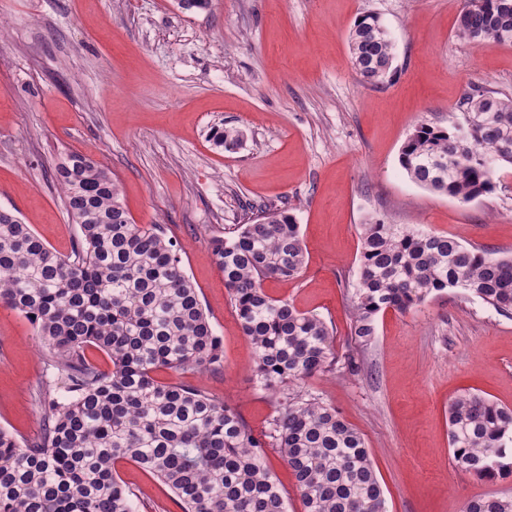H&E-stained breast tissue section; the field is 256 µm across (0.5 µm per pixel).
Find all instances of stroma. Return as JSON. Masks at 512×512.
I'll use <instances>...</instances> for the list:
<instances>
[{
  "label": "stroma",
  "mask_w": 512,
  "mask_h": 512,
  "mask_svg": "<svg viewBox=\"0 0 512 512\" xmlns=\"http://www.w3.org/2000/svg\"><path fill=\"white\" fill-rule=\"evenodd\" d=\"M461 0H0V209L67 256L80 228L57 168L78 153L118 184L133 221L161 224L222 340L220 369L163 370L238 408L254 429L274 414L253 383V351L211 253L213 238L268 210L295 217L306 260L265 292L321 316L337 358L307 384L365 439L387 512H462L467 500L512 496V476L465 472L448 444L446 409L471 391L512 407V317L448 288L410 312L378 315L370 344L350 336L346 293L358 277L360 227L416 224L466 247L512 256V167L469 203L427 190L400 165L421 121L460 122L473 87L512 97V46L456 34ZM377 16L395 45L391 81L370 85L348 46ZM241 131L232 151L212 128ZM35 328L0 305V427L18 439L43 425L41 394L57 374ZM119 475L139 512H180L133 464Z\"/></svg>",
  "instance_id": "35a3bbf8"
}]
</instances>
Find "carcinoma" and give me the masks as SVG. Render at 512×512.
<instances>
[{
    "instance_id": "cac0c4a2",
    "label": "carcinoma",
    "mask_w": 512,
    "mask_h": 512,
    "mask_svg": "<svg viewBox=\"0 0 512 512\" xmlns=\"http://www.w3.org/2000/svg\"><path fill=\"white\" fill-rule=\"evenodd\" d=\"M458 35L512 46V10L483 0L457 21ZM354 68L379 85L393 75L394 47L379 19L364 15L349 37ZM461 106L480 115L449 129L418 124L400 164L430 191L468 203L496 189L495 166L512 165V98L480 89ZM59 166L68 213L81 238L68 257L30 225L0 210V302L28 319L64 375L45 388L44 426L32 442L0 428V512H139L118 473L133 463L167 487L181 512H287L267 467L276 448L292 472L302 512H386L364 438L306 381L336 365L334 332L317 314L270 297L266 278H296L305 246L295 218L268 211L212 241L224 288L256 354L254 376L275 415L257 433L236 407L155 373L222 362L221 338L187 275L181 248L159 224L133 222L107 170L79 154ZM462 288L512 314V257L467 248L409 224L361 225L351 335L365 346L378 314L407 312L432 293ZM95 347L112 362H89ZM456 465L480 477L512 475V408L466 393L448 405ZM463 512H512V496L468 500Z\"/></svg>"
}]
</instances>
